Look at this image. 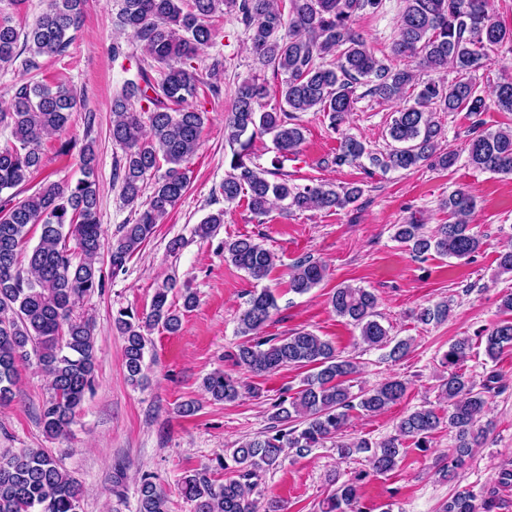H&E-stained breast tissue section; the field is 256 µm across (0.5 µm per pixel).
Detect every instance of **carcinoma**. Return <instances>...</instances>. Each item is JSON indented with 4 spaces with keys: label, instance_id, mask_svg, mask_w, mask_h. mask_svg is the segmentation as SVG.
I'll return each instance as SVG.
<instances>
[{
    "label": "carcinoma",
    "instance_id": "obj_1",
    "mask_svg": "<svg viewBox=\"0 0 512 512\" xmlns=\"http://www.w3.org/2000/svg\"><path fill=\"white\" fill-rule=\"evenodd\" d=\"M85 0H46L45 10L26 31L18 30L10 17L0 14V68L13 65L25 52L33 57L63 54L83 17ZM385 0H288L283 12L277 0H120L115 24L131 34L155 64L154 77L142 67L139 80L126 84L112 99V142L123 150L112 179L121 182L123 204L135 219L120 226V236L107 250L109 269L116 275L153 234L157 224L183 198L189 185L187 164L200 144L205 123L194 100L199 86L211 95L220 93L219 63H214L205 82L191 61L213 39L209 19L230 13L250 41L260 73L242 82L236 91L224 126L231 149L229 170L220 186L224 201L247 198L255 215H263L275 202L298 211L344 209L362 197L357 185L340 189L330 182L297 184L280 173L279 160L265 169L251 160V139L246 134L273 136L282 157L294 154L304 140L296 123L298 112H321L331 126L341 124L366 94L398 103L392 112L384 152L373 153L354 137L342 138L330 160L338 167L361 164L384 172L410 171L423 164L446 170L459 153L439 146L442 127L436 112H467L476 117L467 130L464 151L473 167L493 174L512 175V127L495 131L477 120L487 110L484 91L476 72L487 67L490 53L512 45V28L496 18L491 0H402L398 33L391 46L399 64L392 66L376 57L355 28L363 13H377ZM270 69L284 76L279 101L265 109L267 83L261 72ZM451 73L449 80L444 75ZM494 104L512 112V80L496 84ZM79 102L77 91L64 83L26 82L15 88L8 109L0 111V123L11 126L13 141L0 146V193L28 182L44 166L43 142L65 131ZM140 107H135V103ZM148 113V121L142 113ZM82 178L75 183L46 182L23 199L11 194L0 200V404L16 397L19 367L31 361L50 377V395L41 411L43 429L62 435L80 411L97 372L93 323L75 313L77 303L102 291L105 276L99 265L105 231L98 215L97 158L92 144L78 154ZM152 191L142 198L147 185ZM474 195L464 186L448 194L444 208L448 223L433 234L416 222L396 225L394 239L419 258L439 256L469 260L482 239L469 227L476 209ZM224 223V210L208 214L195 228L202 238L212 236ZM40 228L38 243L20 262L21 247L31 228ZM224 257L251 278H266L275 266V255L250 237L224 242ZM326 276L321 262L304 257L292 267L290 290L304 294ZM173 284L157 288L148 311L126 309L112 317V329L124 340L127 380L140 385L146 379L147 334L157 326L170 333L180 330L181 317L168 301ZM377 299L364 288L339 287L330 299L337 316L359 330L370 348L391 347L389 357L399 359L410 341L392 342L389 330L377 319ZM278 310L269 288L249 292L238 333L244 337L232 354L236 364L255 375L283 367H308L310 372L291 394L274 404L271 433L241 442L224 453V470L230 475L217 484L210 470L202 468L182 478L186 498L196 502V512H258L259 504L248 494L264 473L278 465L287 448L302 453L343 434L349 412L358 409L376 415L400 401L407 382L390 377L379 385L353 392L357 364L337 352L335 345L310 331L286 336H266L264 329ZM450 304L440 301L417 313L429 324L448 318ZM485 352L495 359L512 348V317L477 334ZM473 347L465 336L449 345L441 357L448 377L439 385L448 400V427L455 432V447L440 466L443 475L463 465L473 449L487 437L480 426L487 394L498 388L499 374L491 371L482 383L457 371ZM215 401H232L242 384L230 374L215 371L202 381ZM441 417L423 405L405 415L397 432L379 442L366 439L336 445L340 458L368 454L370 471H360L336 486L325 498L323 512H365L360 487L369 473H389L404 454V444L428 442L440 427ZM137 512H169L168 498L146 477L137 490ZM81 487L45 448H21L0 453V512H78ZM491 502L477 503L470 489L456 491L441 512H490Z\"/></svg>",
    "mask_w": 512,
    "mask_h": 512
}]
</instances>
